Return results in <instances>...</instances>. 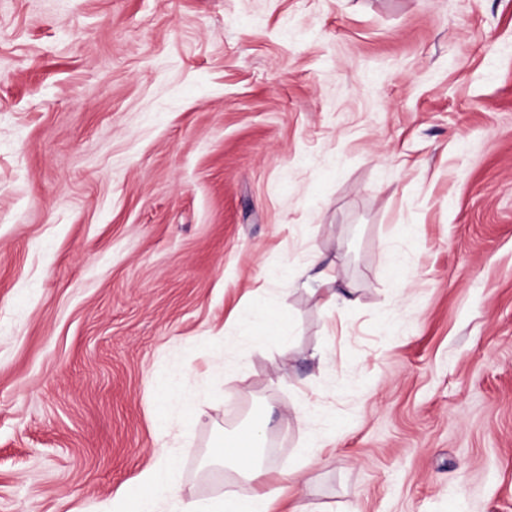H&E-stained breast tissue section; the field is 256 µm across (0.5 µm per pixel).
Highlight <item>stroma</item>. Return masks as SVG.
Here are the masks:
<instances>
[{
	"label": "stroma",
	"instance_id": "35a3bbf8",
	"mask_svg": "<svg viewBox=\"0 0 512 512\" xmlns=\"http://www.w3.org/2000/svg\"><path fill=\"white\" fill-rule=\"evenodd\" d=\"M261 406L306 512H512V0H0V512L249 494ZM246 323L249 327L260 328L264 335L280 337V328L269 319L266 305L262 301L257 300L252 304ZM259 434L251 433L245 443H225V448H217L215 456L224 464L234 470L238 476L252 483L251 493L241 497L235 491H225L222 498L214 500H195L182 502L179 489L173 482V474L177 460L161 444L155 450L156 463L144 469L138 477V486L145 492L138 493L132 488L120 491L111 502L98 503L86 506L80 512H159L160 503H168L172 508L170 512H281L282 499L285 491L296 490L301 484L303 467L311 459L298 467L279 468L273 463L263 465L259 452V439L264 433V420L261 415L256 416ZM124 501L131 503V508L121 510Z\"/></svg>",
	"mask_w": 512,
	"mask_h": 512
}]
</instances>
